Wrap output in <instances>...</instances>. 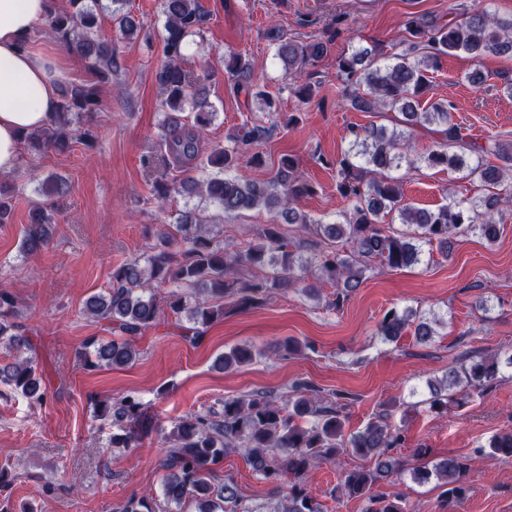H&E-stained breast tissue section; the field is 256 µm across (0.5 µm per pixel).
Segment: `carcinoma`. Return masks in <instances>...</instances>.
<instances>
[{
  "instance_id": "carcinoma-1",
  "label": "carcinoma",
  "mask_w": 512,
  "mask_h": 512,
  "mask_svg": "<svg viewBox=\"0 0 512 512\" xmlns=\"http://www.w3.org/2000/svg\"><path fill=\"white\" fill-rule=\"evenodd\" d=\"M161 5L166 18L164 61L155 78L164 95L165 123L158 142L142 156L143 166L158 174L153 183L155 199L165 203L185 193L198 195L228 216L264 209L270 223L261 225L256 242L234 254L224 250L203 208L181 213L173 229L157 232L146 256L116 268L110 286L85 302L88 317L108 323L121 336L84 343L77 355L85 370L135 362L138 352L132 340L160 322L164 310L157 290L165 286L171 288L167 307L190 322L184 330L194 342L224 318L225 307L239 311L258 307L274 289L298 286L311 293L329 284L336 288L331 305L338 308L375 263L390 269L412 267L420 263L423 247L433 245L447 258L452 241L467 233H478L489 243L498 239L501 206L512 199V142H466L461 128L452 122L448 104L438 100L422 109L420 99L429 91V72L444 56L464 52L512 58V15L503 17L486 8L473 13L450 11L447 20L414 15L404 22L407 40L388 62H381L384 54L375 45L336 59L342 105L376 118L387 112L400 117L390 127L372 122L352 128L347 150L327 162L336 168V192L347 202V209L342 220L325 224L296 208L315 188L299 174L293 157L281 158L276 172L264 179L244 181L236 173L241 158L260 161L255 148L271 131L254 112L226 135L224 144L203 151V134L214 112L185 69L184 40L203 35L209 15L200 0H161ZM102 10L100 0H68L47 14L46 23L57 41L86 61L93 80L66 84L50 127L25 136L30 148L68 152L73 143H92L93 134L86 125L96 114L101 86L112 83V75L120 70L112 40L101 33ZM111 13L121 36L131 39L146 32L144 21L130 13L117 7ZM269 35L276 57L299 77L330 50L329 37L302 41L275 28ZM224 74L236 92L259 101V111L276 108L274 98L254 81L252 63L242 53L224 54ZM417 126L429 127L438 136L436 149L425 155L415 153ZM423 163L459 172L461 179L480 183L484 192L435 210L405 204L401 177L393 172L403 167L410 171ZM388 216L399 219L404 229L387 225ZM54 223V211L45 202H32L21 250L33 254L46 248ZM290 226L316 238L311 258L296 256L300 241L288 236ZM307 269L315 271V282L304 285L300 272ZM17 316L16 298L1 289L0 349L16 355L0 364V386L41 404L46 398L43 376ZM415 318V312L391 309L381 319L377 335L396 343L412 327L417 342H431L435 331L430 322L423 318L414 325ZM254 355L252 345L235 346L216 364L226 370L252 361ZM499 369L497 355H485L427 381L429 408L443 411L483 396L493 387ZM343 399V393L324 394L297 380L281 401L268 393L252 392L224 399L220 412L187 415L165 436L167 447L158 460V467L166 472L164 502L181 504L189 498L195 512H255L241 503L232 478L219 474L224 455L238 451L263 480L272 483V495H279L281 485L288 484V494L273 512H323L322 504L307 491L308 477L319 464L351 455L373 464L341 471L336 494L365 500V512H406L401 497L377 491L405 470V462L393 455L403 435L389 424L390 411L380 412L363 429L347 435ZM90 403L96 416L110 420L119 430L112 435L114 448H134L150 430L144 405L134 395L92 397ZM490 453L511 461L512 432L495 437ZM470 462L466 456L450 455L430 469H414L413 474L418 481L436 478L446 487L448 500L461 501L470 491ZM123 512H162V508L148 497H131Z\"/></svg>"
}]
</instances>
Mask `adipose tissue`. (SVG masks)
Returning <instances> with one entry per match:
<instances>
[{"instance_id": "adipose-tissue-1", "label": "adipose tissue", "mask_w": 512, "mask_h": 512, "mask_svg": "<svg viewBox=\"0 0 512 512\" xmlns=\"http://www.w3.org/2000/svg\"><path fill=\"white\" fill-rule=\"evenodd\" d=\"M50 0H0V174L22 162V137L51 124L58 110L66 66L37 27Z\"/></svg>"}]
</instances>
